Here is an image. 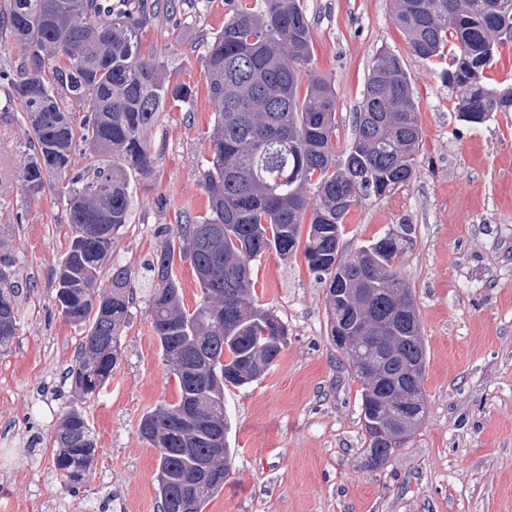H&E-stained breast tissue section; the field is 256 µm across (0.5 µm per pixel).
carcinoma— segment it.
Here are the masks:
<instances>
[{"label": "carcinoma", "mask_w": 512, "mask_h": 512, "mask_svg": "<svg viewBox=\"0 0 512 512\" xmlns=\"http://www.w3.org/2000/svg\"><path fill=\"white\" fill-rule=\"evenodd\" d=\"M396 27L411 53L425 61L453 44L451 68L460 120L482 124L494 112H512V86L489 88L484 70L499 36L512 33V0H389ZM160 15L159 0H5L0 6V44L17 59L0 66V81L22 108L21 126L32 157L20 179L30 195L50 191L66 199L71 245L53 274L55 300L65 321L83 326L74 366L65 373L83 396L99 394L120 357V336L133 304L129 269L112 265V242L129 221L131 178L152 171L149 133L167 104L187 103L193 91L166 80L164 60L141 53L143 30ZM312 27L303 0H255L239 4L224 29L207 43L204 59L209 99L215 109L210 156L203 171L209 215L176 225L149 264L152 328L180 397L145 413L139 432L158 450L161 512H174L190 488L199 489L197 512L223 486L201 479L192 461L175 449L189 444L199 457L211 448L212 425L229 432L224 411V372L240 385L259 375L254 361L275 362L285 342L263 336L284 324L252 295L253 261L276 252L286 258L303 249L309 270L325 284L328 336L337 325L351 332L374 323V339L362 353L425 356L421 331L391 320L395 308L417 317L399 264L409 233H388L347 257L340 246L352 208L367 195L388 197L414 177L422 127L412 83L402 62L387 51L370 68L354 134L344 150L336 141V88L309 70ZM84 106L75 118L73 106ZM94 158L75 170L71 154ZM99 186L112 194L98 196ZM315 189V198L307 196ZM190 260L201 290L199 303L186 308L173 270L174 255ZM0 275V350L18 331V285L14 257ZM346 268L336 282V267ZM340 286L336 298L331 289ZM400 361L388 363L382 390L361 394L364 429L374 417L385 421L399 447L425 418L403 400ZM197 408L191 424L181 420ZM54 466L69 481L83 480L93 465L97 441L82 412L67 410L58 425Z\"/></svg>", "instance_id": "obj_1"}]
</instances>
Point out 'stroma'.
<instances>
[{
    "instance_id": "obj_1",
    "label": "stroma",
    "mask_w": 512,
    "mask_h": 512,
    "mask_svg": "<svg viewBox=\"0 0 512 512\" xmlns=\"http://www.w3.org/2000/svg\"><path fill=\"white\" fill-rule=\"evenodd\" d=\"M178 27L158 19L142 35L165 73L191 87L150 133L154 171L133 179L128 224L112 245L132 273L135 302L122 360L103 391L77 399L65 372L82 327L58 313L52 276L70 245L66 202L32 196L19 174L30 160L22 110L0 86V230L21 287L19 328L0 353V505L8 512H160L158 452L139 433L143 415L179 397L152 330L146 267L185 219L208 213L202 181L214 109L206 43L239 0H173ZM311 67L336 88L340 145L352 139L369 68L381 51L412 78L423 145L413 180L353 208L342 244L354 253L410 225L400 271L425 346V421L380 466L369 463L362 384L327 336L323 285L303 257L253 262L255 297L286 324V345L263 377L224 390L231 471L203 512H512V112L461 121L440 73L448 60L412 55L389 0H304ZM97 439L78 493L53 462L67 408Z\"/></svg>"
}]
</instances>
